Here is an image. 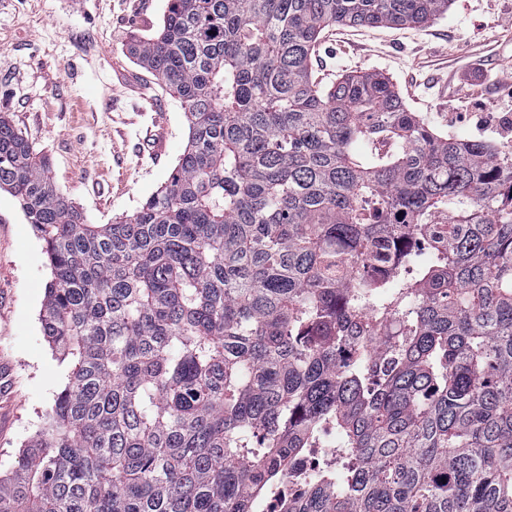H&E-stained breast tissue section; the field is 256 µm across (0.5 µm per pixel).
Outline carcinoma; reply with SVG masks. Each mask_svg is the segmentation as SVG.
<instances>
[{"instance_id":"carcinoma-1","label":"carcinoma","mask_w":512,"mask_h":512,"mask_svg":"<svg viewBox=\"0 0 512 512\" xmlns=\"http://www.w3.org/2000/svg\"><path fill=\"white\" fill-rule=\"evenodd\" d=\"M450 2L167 0L127 50L188 143L108 224L0 114L70 367L0 512H257L294 477L282 512H512V150L440 133L380 73L310 68L328 28Z\"/></svg>"}]
</instances>
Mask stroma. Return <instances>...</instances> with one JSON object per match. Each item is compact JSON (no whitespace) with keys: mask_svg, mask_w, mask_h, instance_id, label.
<instances>
[{"mask_svg":"<svg viewBox=\"0 0 512 512\" xmlns=\"http://www.w3.org/2000/svg\"><path fill=\"white\" fill-rule=\"evenodd\" d=\"M0 0V113L48 156L58 189L98 224L132 214L167 182L187 143L179 103L127 55L131 36L162 21L166 0ZM512 0H452L416 28L326 29L311 59L322 83L371 70L389 77L406 106L448 123L454 74L495 101L512 81ZM51 279L43 242L17 200L0 191V362L12 381L0 395V473L8 474L61 386L66 364L41 331Z\"/></svg>","mask_w":512,"mask_h":512,"instance_id":"35a3bbf8","label":"stroma"}]
</instances>
